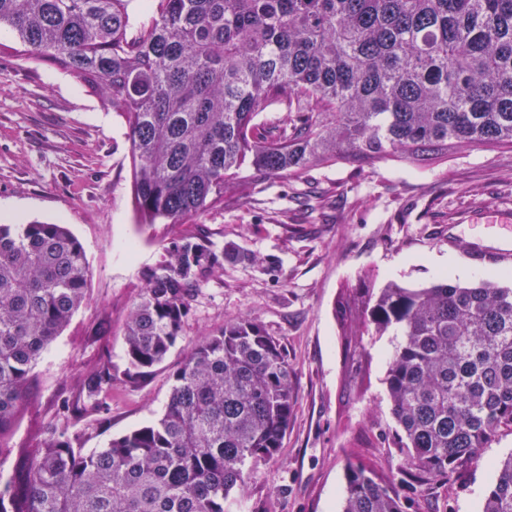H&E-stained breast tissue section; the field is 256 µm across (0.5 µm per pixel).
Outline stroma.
<instances>
[{
  "label": "stroma",
  "instance_id": "35a3bbf8",
  "mask_svg": "<svg viewBox=\"0 0 512 512\" xmlns=\"http://www.w3.org/2000/svg\"><path fill=\"white\" fill-rule=\"evenodd\" d=\"M124 117L73 77L34 59L0 54V224L66 225L88 262L87 298L34 367V395L10 443H33L39 429L79 434L86 448L157 421L184 354L200 336L243 315L258 320L286 353L297 378L294 415L274 461L248 475L249 512H339L347 454L379 475L397 463L396 424L382 383L387 341L372 350L369 384L341 399L334 303L363 275L378 283L427 286L450 276L469 285L486 272L446 238L484 248L512 244L498 227L512 213V149L473 145L446 161L405 160L363 167L319 164L305 180L242 178L244 205L216 206L193 224L139 223L131 200ZM203 236L223 266L194 293L183 339L142 382H114L102 415L63 419L72 395L101 356L124 370V323L142 286L181 235ZM252 261H245V254ZM108 322L98 340L89 333ZM512 453L502 429L467 471L429 487L406 512H479L493 465Z\"/></svg>",
  "mask_w": 512,
  "mask_h": 512
}]
</instances>
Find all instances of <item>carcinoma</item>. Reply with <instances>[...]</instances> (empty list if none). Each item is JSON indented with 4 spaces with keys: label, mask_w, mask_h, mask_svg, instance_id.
<instances>
[{
    "label": "carcinoma",
    "mask_w": 512,
    "mask_h": 512,
    "mask_svg": "<svg viewBox=\"0 0 512 512\" xmlns=\"http://www.w3.org/2000/svg\"><path fill=\"white\" fill-rule=\"evenodd\" d=\"M16 56L79 81L127 123L141 224H193L240 202L241 171L303 180L317 164L428 162L471 144L512 148V0H0ZM276 104L284 115L263 116ZM218 254L185 234L142 274L125 322L123 380L182 340L192 293ZM86 258L63 224H0V512H229L247 472L288 429L295 371L249 315L202 336L157 421L86 451L49 431L8 437L33 368L86 300ZM341 398L361 397L389 337L383 384L398 465L345 464L341 512H403L407 491L476 463L512 427V285L427 287L365 275L334 304ZM105 359L60 411H100ZM480 512H512V455Z\"/></svg>",
    "instance_id": "1"
}]
</instances>
